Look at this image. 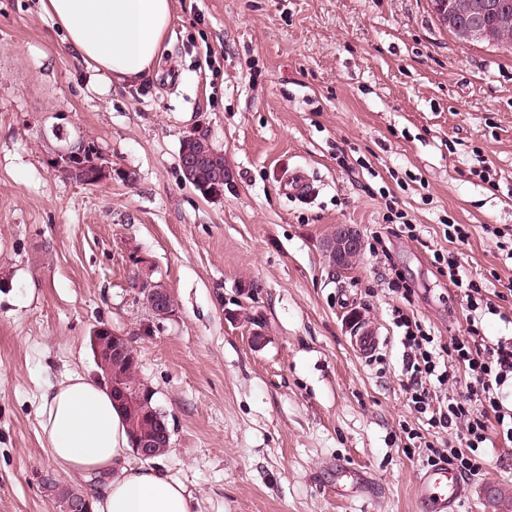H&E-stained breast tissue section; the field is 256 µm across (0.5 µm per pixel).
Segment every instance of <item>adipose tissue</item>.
Returning a JSON list of instances; mask_svg holds the SVG:
<instances>
[{
	"label": "adipose tissue",
	"instance_id": "1",
	"mask_svg": "<svg viewBox=\"0 0 512 512\" xmlns=\"http://www.w3.org/2000/svg\"><path fill=\"white\" fill-rule=\"evenodd\" d=\"M86 67L106 80L137 84L158 61L172 0H41ZM46 452L64 474H98L94 512H193L190 494L157 466H132L124 414L107 388L70 372L39 407Z\"/></svg>",
	"mask_w": 512,
	"mask_h": 512
}]
</instances>
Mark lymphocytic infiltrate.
<instances>
[{"label": "lymphocytic infiltrate", "mask_w": 512, "mask_h": 512, "mask_svg": "<svg viewBox=\"0 0 512 512\" xmlns=\"http://www.w3.org/2000/svg\"><path fill=\"white\" fill-rule=\"evenodd\" d=\"M434 266L462 290L469 311L499 314V306L485 296L483 283L466 276L457 255L437 253ZM393 321L404 347L408 405L443 436L440 445L429 446L427 466L454 462L462 471L479 470L490 429L512 443V336L486 343L472 324L465 337L445 343L415 314L399 310ZM459 367L470 377L462 393L454 389ZM452 430L457 433L453 439L448 436Z\"/></svg>", "instance_id": "obj_1"}]
</instances>
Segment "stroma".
Masks as SVG:
<instances>
[{"label":"stroma","instance_id":"1","mask_svg":"<svg viewBox=\"0 0 512 512\" xmlns=\"http://www.w3.org/2000/svg\"><path fill=\"white\" fill-rule=\"evenodd\" d=\"M173 4L157 67L129 87L95 77L41 0H0V512H57L41 396L70 371L100 377L103 324L136 349L170 430L160 461L194 512H418L427 450L401 426L434 433L407 405L392 312L464 334L437 250L489 299L512 278L491 233L512 226V48L460 43L430 0ZM195 128L224 155L223 194L182 177ZM81 140L112 168L102 185L51 168ZM480 155L492 183L470 173ZM297 167L314 180L300 200L280 190ZM395 210L420 232L390 244L408 301L368 248ZM340 224L365 242L345 268L324 248ZM137 275L167 289L169 317ZM358 323L384 337L378 361L356 352ZM490 440L461 512H512V446ZM340 461L360 493H337Z\"/></svg>","mask_w":512,"mask_h":512}]
</instances>
